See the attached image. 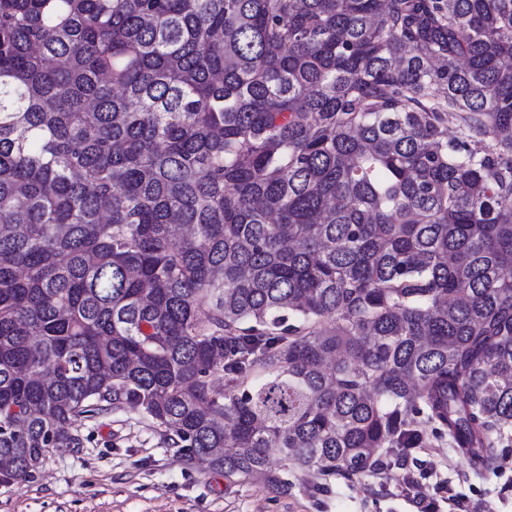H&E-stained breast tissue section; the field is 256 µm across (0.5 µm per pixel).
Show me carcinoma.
Masks as SVG:
<instances>
[{
    "instance_id": "obj_1",
    "label": "carcinoma",
    "mask_w": 512,
    "mask_h": 512,
    "mask_svg": "<svg viewBox=\"0 0 512 512\" xmlns=\"http://www.w3.org/2000/svg\"><path fill=\"white\" fill-rule=\"evenodd\" d=\"M128 408L282 492L512 444V0H0V470Z\"/></svg>"
}]
</instances>
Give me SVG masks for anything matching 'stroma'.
I'll use <instances>...</instances> for the list:
<instances>
[{"instance_id":"35a3bbf8","label":"stroma","mask_w":512,"mask_h":512,"mask_svg":"<svg viewBox=\"0 0 512 512\" xmlns=\"http://www.w3.org/2000/svg\"><path fill=\"white\" fill-rule=\"evenodd\" d=\"M83 446L24 482L0 480V512H512V446L489 468L440 437L403 466L353 478L281 470L287 493L184 464L136 411L85 421Z\"/></svg>"}]
</instances>
